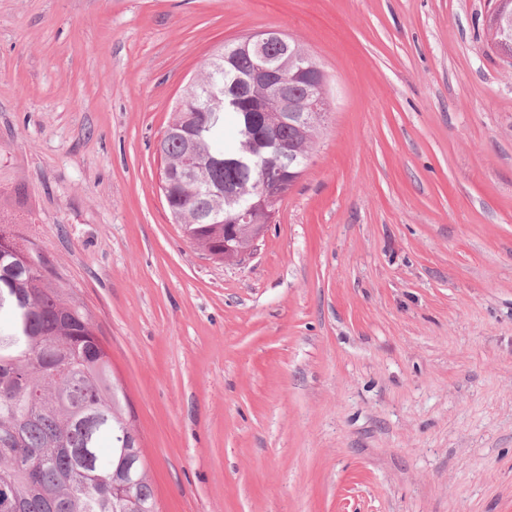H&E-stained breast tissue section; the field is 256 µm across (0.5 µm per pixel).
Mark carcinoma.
Returning a JSON list of instances; mask_svg holds the SVG:
<instances>
[{"label": "carcinoma", "mask_w": 512, "mask_h": 512, "mask_svg": "<svg viewBox=\"0 0 512 512\" xmlns=\"http://www.w3.org/2000/svg\"><path fill=\"white\" fill-rule=\"evenodd\" d=\"M206 60L196 95L174 109L163 134L165 154L192 147L195 177L171 176L164 197L173 223L211 254L224 252V224L207 218L231 213L222 194L247 188L264 194L260 169L235 160L251 150L274 166L281 145L293 146L292 127L266 112L237 107L212 93L247 77L252 52L230 46ZM134 464L131 498L112 495L114 473ZM0 512H158L147 462L112 379V364L92 316L54 286L47 259L31 242L0 228Z\"/></svg>", "instance_id": "carcinoma-1"}]
</instances>
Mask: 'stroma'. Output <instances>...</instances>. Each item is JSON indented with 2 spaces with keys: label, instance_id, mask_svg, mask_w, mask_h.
I'll use <instances>...</instances> for the list:
<instances>
[{
  "label": "stroma",
  "instance_id": "1",
  "mask_svg": "<svg viewBox=\"0 0 512 512\" xmlns=\"http://www.w3.org/2000/svg\"><path fill=\"white\" fill-rule=\"evenodd\" d=\"M489 0H0V214L92 313L159 512H512V61ZM329 79L244 263L155 145L224 42Z\"/></svg>",
  "mask_w": 512,
  "mask_h": 512
}]
</instances>
